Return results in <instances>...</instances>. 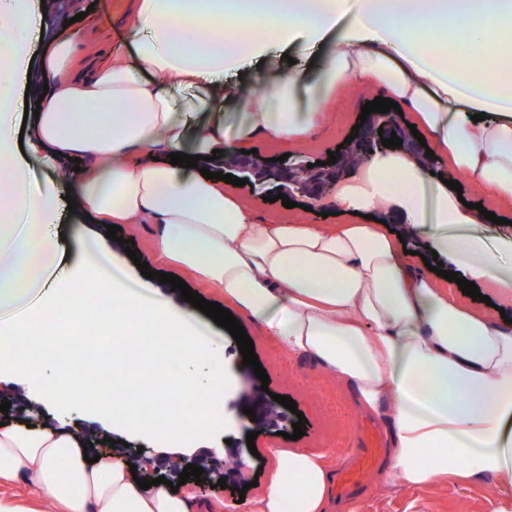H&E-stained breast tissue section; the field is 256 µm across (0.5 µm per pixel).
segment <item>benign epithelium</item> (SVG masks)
<instances>
[{
    "label": "benign epithelium",
    "instance_id": "1",
    "mask_svg": "<svg viewBox=\"0 0 512 512\" xmlns=\"http://www.w3.org/2000/svg\"><path fill=\"white\" fill-rule=\"evenodd\" d=\"M380 128L383 129L381 135L378 134ZM393 131L402 140V146L395 148L394 152L422 165L436 167L416 139L405 131L395 114L377 112L367 116L358 137L344 147L340 152V158L334 164L328 162L324 166L309 168L306 161L297 160L282 170L271 166L263 158L231 156L224 158V169L254 182L275 180L288 191V194L305 196L317 208L327 207L339 193L346 175L360 172L375 160L376 156L389 152V149L382 145L381 139L390 138ZM128 452L139 459L143 468L142 474L155 476L153 458L149 456L148 449L140 451L133 446Z\"/></svg>",
    "mask_w": 512,
    "mask_h": 512
}]
</instances>
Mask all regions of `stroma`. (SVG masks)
I'll list each match as a JSON object with an SVG mask.
<instances>
[{
  "label": "stroma",
  "mask_w": 512,
  "mask_h": 512,
  "mask_svg": "<svg viewBox=\"0 0 512 512\" xmlns=\"http://www.w3.org/2000/svg\"><path fill=\"white\" fill-rule=\"evenodd\" d=\"M349 7L350 12L357 9L356 0H351ZM350 12L337 19L316 47H308L299 41L274 47L265 55L246 64L240 73L231 74V81L244 78L260 86H272L280 67L289 57L294 58L295 66L300 70L303 79L315 78L318 72L315 59L326 56L331 45L348 32L352 21ZM383 93V88L378 86L350 87L329 106L326 124L306 145L285 148L256 138L250 141L249 146L267 159L287 154L294 160L327 161L330 151L336 150L351 135L365 103ZM237 192L243 199L254 203L264 219L274 223L317 224L325 220L331 224H346L354 220L361 224L365 221L361 215L352 219L340 213L323 219L316 213L299 207L285 208L278 200L267 202V194L278 196L282 192L281 186L276 182L249 183L238 187ZM373 216L375 220L385 221L387 228L401 233L406 249L413 252V265L423 268L425 257L432 254L435 225L423 224L418 228H411L389 207L374 210ZM53 231L62 236L64 246L69 249L83 248L89 240L106 236L105 227L94 223L92 217L82 210L74 215L68 210H60ZM192 316L206 333L208 343L223 353L225 370L236 378L237 385L224 400V411L230 424L217 436L214 442L215 453L208 456L197 453L189 458L192 464L204 462L210 469L225 472L226 486L222 489H206L202 484L191 480L187 483L188 489L207 499L222 500L225 512H250L249 500L255 496L256 491L245 488L243 481L235 477L234 460L223 451L227 444L241 449L248 476L258 477L262 481L266 480V472L272 467L269 451L273 448L295 446L323 450L337 466L351 459L362 440L369 418L355 409L346 389L322 374L310 360L293 358L282 352L273 339L266 336L255 323L242 320L241 325L251 338L258 359L269 376L270 392L296 402L298 411L290 415V422L300 419L305 422V434L301 439L293 441L283 438L259 415L265 402L264 397L259 396L256 391L259 380L252 367L244 365L232 335L200 310H193ZM249 408L256 410V419L247 418L245 411ZM251 432L257 435L256 448L252 451L246 448V438ZM502 506V500L492 490L491 482L487 479L465 485L438 481L424 487H411L395 478L384 481L381 470L377 468L368 473L364 494L359 500V512H501Z\"/></svg>",
  "instance_id": "35a3bbf8"
}]
</instances>
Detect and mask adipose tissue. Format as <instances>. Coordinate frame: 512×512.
<instances>
[{
    "instance_id": "1",
    "label": "adipose tissue",
    "mask_w": 512,
    "mask_h": 512,
    "mask_svg": "<svg viewBox=\"0 0 512 512\" xmlns=\"http://www.w3.org/2000/svg\"><path fill=\"white\" fill-rule=\"evenodd\" d=\"M127 15L124 49L109 30L52 39L36 68L24 61L40 39L42 18L25 0L0 8V316L28 301L59 261L50 232L57 201L27 185L28 158L48 164L81 159L65 175L81 207L99 224H148L157 258L188 270L273 336L287 353L308 357L350 391L356 408L379 420L387 477L409 486L436 480L494 479L512 504V325L449 296L431 272L413 269L381 224H279L264 221L233 185L199 169L171 165L173 152L224 162L254 136L303 142L321 126L339 91L374 83L415 115L441 163L480 186L493 206H512V0H362L346 35L323 63L309 106L297 112L301 77L282 71L275 95L236 92L248 122L236 138L222 121L176 115L173 93L209 86L225 70L262 54L269 43L321 39L345 0H137ZM487 71L468 81L473 64ZM40 103L28 151L14 153L15 113ZM483 121H474V114ZM340 209L396 204L409 225L438 224L436 249L472 277L512 295V269L465 235L474 219L430 171L397 155L373 162L360 185L338 194ZM91 271L63 281L20 319H0V387L24 384L45 400L69 376L68 351L20 361L16 343L38 335L60 313L94 303L112 312V333L138 324L155 344L178 345L166 372L188 414L149 420L122 398L102 408L86 395L87 414H102L103 438L161 433L166 450H210L224 427V397L235 385L218 352L189 314L134 293L122 255L109 241L71 255ZM85 439L69 421L0 426V483L18 482L33 506L0 498V512H222L224 505L160 484L140 489L121 457L84 459ZM275 466L251 512H325L333 473L325 455L301 448L273 452Z\"/></svg>"
}]
</instances>
